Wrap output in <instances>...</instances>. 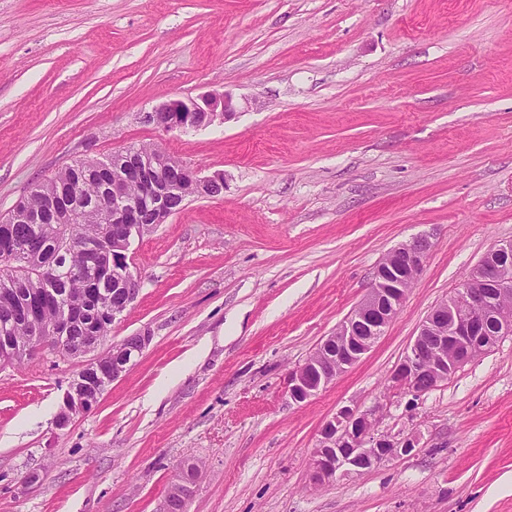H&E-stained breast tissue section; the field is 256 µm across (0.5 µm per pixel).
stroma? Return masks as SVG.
I'll return each instance as SVG.
<instances>
[{
	"mask_svg": "<svg viewBox=\"0 0 512 512\" xmlns=\"http://www.w3.org/2000/svg\"><path fill=\"white\" fill-rule=\"evenodd\" d=\"M229 93L187 133L143 120ZM150 145L223 195L131 247L141 277L108 343L152 341L92 412L54 417L79 361L0 370V512H512V335L425 395L389 375L426 314L512 240V0H0V215L62 168ZM430 236L394 322L306 403L302 364L382 257ZM344 405L407 456L315 488ZM232 98L226 94L204 93L170 99L146 112L144 122L163 132L199 130L234 116Z\"/></svg>",
	"mask_w": 512,
	"mask_h": 512,
	"instance_id": "1",
	"label": "stroma"
}]
</instances>
